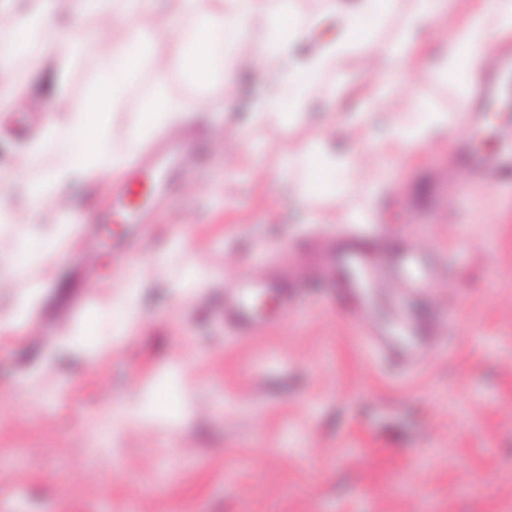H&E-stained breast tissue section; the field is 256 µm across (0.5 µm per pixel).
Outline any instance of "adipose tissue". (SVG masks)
I'll list each match as a JSON object with an SVG mask.
<instances>
[{
    "label": "adipose tissue",
    "instance_id": "adipose-tissue-1",
    "mask_svg": "<svg viewBox=\"0 0 512 512\" xmlns=\"http://www.w3.org/2000/svg\"><path fill=\"white\" fill-rule=\"evenodd\" d=\"M387 4L388 0H354L350 5L345 0H333L331 11L343 22L340 38L321 44L303 58L296 56L293 48L305 42L312 26L291 15L287 8H280L271 21L281 27L284 37L271 51L278 63L266 80L265 94L255 106V118L286 119L284 107L288 104L296 112L306 111L312 82L323 70L354 49L373 52L374 46L364 36L361 21L377 15ZM89 12L118 24L119 30L101 57L102 76L88 100L72 104L57 97L41 107L44 134L29 148L24 162L36 164L50 151L57 156L58 164L44 180L28 186V221L32 224L37 223L40 214L75 178L121 168L157 131L187 121L185 102L171 93L166 67L158 65L154 84L138 103L139 120L131 128L125 146L119 150L111 148L108 122L137 47L169 31L182 15H194L198 26L189 41L186 67L202 85L212 78L217 48L245 60L250 67L269 52L265 47L246 42L257 18V0H28L17 25L0 35V56L20 53L29 33V21H37L43 30L55 33L63 19L74 21ZM493 29H512V0H483L468 24L455 32L448 42L449 74L462 72L477 77L480 59L475 49ZM311 158L307 190L311 196L330 192L333 171L359 161L353 153L333 155L321 143L313 146Z\"/></svg>",
    "mask_w": 512,
    "mask_h": 512
}]
</instances>
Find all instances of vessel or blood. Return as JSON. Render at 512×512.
Returning a JSON list of instances; mask_svg holds the SVG:
<instances>
[{
	"instance_id": "1",
	"label": "vessel or blood",
	"mask_w": 512,
	"mask_h": 512,
	"mask_svg": "<svg viewBox=\"0 0 512 512\" xmlns=\"http://www.w3.org/2000/svg\"><path fill=\"white\" fill-rule=\"evenodd\" d=\"M481 64L482 83L470 101L479 117L485 116L495 101L494 89L505 70L504 59L495 51L485 53ZM188 153L185 147L161 146L143 157L133 165L131 178L146 183V201L133 205L123 188H114L109 209L95 216V223L121 224L126 237L137 236L147 223L148 213L180 189V160ZM463 166L470 173L496 178L512 171V151L470 153ZM324 275L346 302L360 334L381 355L396 358L406 369L428 357L435 336L443 329L441 323L425 319L418 311L441 276L432 254L410 242L391 246L386 235L374 226H354L327 249ZM267 292L279 293L283 308L291 309V296L278 267H267L257 276L226 286L224 306L219 311L225 327L239 336L260 330L261 319L253 299Z\"/></svg>"
}]
</instances>
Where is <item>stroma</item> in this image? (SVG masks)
<instances>
[{
	"mask_svg": "<svg viewBox=\"0 0 512 512\" xmlns=\"http://www.w3.org/2000/svg\"><path fill=\"white\" fill-rule=\"evenodd\" d=\"M416 0H393L371 22L376 44L395 52ZM400 71L368 72L363 52L343 59L335 100L317 94L304 118L282 125L245 117L264 88L266 63L239 86L222 116L211 85H183L186 22L158 37L131 75L150 87L152 60L168 55L171 90L189 105L200 159L180 191L154 211L121 254L118 224H72L57 249L25 224L27 182L52 155L0 189L12 218L0 245L25 252L27 276L0 288V312L43 281L28 318L0 326V512H512V179L459 174L456 204L433 211L434 169L449 155L491 151L512 125V93L473 123L466 86L441 71L449 5ZM65 65L34 69L28 96L84 100L101 76L111 33L93 13L69 25ZM97 48L89 50L86 38ZM429 116L441 133L406 145ZM474 125L472 136L458 133ZM42 115L0 113V167L42 135ZM357 148L363 164L346 186L311 205L298 201L306 153ZM124 174L75 182L77 197L108 207ZM349 224H377L392 244L412 241L444 264L434 306L449 323L420 368L396 371L349 319L334 289L296 287L290 312L235 338L219 310L224 288ZM103 246L87 263L83 238ZM102 315L91 359L66 341L89 311ZM165 391L169 408L156 407Z\"/></svg>",
	"mask_w": 512,
	"mask_h": 512,
	"instance_id": "1",
	"label": "stroma"
}]
</instances>
